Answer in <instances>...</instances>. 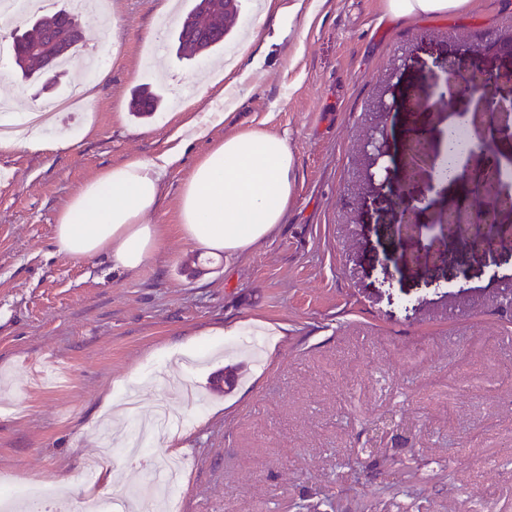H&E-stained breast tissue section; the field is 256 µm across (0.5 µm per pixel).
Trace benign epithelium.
Returning a JSON list of instances; mask_svg holds the SVG:
<instances>
[{
    "label": "benign epithelium",
    "instance_id": "1",
    "mask_svg": "<svg viewBox=\"0 0 512 512\" xmlns=\"http://www.w3.org/2000/svg\"><path fill=\"white\" fill-rule=\"evenodd\" d=\"M512 83V71L488 73L473 70L464 75L455 66H448L445 81L439 85L435 98L451 103L464 96L477 99L485 115V126L494 132L476 140L474 149L493 158L479 166L468 162L457 164L451 174L440 171L438 160L441 152L424 132L409 135L405 145V161L399 169L398 178L385 174L381 185L398 200L397 243L404 248L407 239L419 237L421 224L414 216L423 209L428 194L437 185H462L453 203L440 214L438 225L445 228L448 236L460 240L484 253L499 251L498 241L512 237V223L505 216L512 213V195L502 192L503 168L512 167V154H500L496 146L512 129L501 124L499 117L504 110H512V102L498 94V88ZM506 160H500V157ZM430 165V184L421 188L420 176L425 165ZM415 432L414 422L404 416L385 415L376 419L367 430L364 451L381 457L378 449L389 447V443L404 439Z\"/></svg>",
    "mask_w": 512,
    "mask_h": 512
}]
</instances>
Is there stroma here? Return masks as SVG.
<instances>
[{
  "mask_svg": "<svg viewBox=\"0 0 512 512\" xmlns=\"http://www.w3.org/2000/svg\"><path fill=\"white\" fill-rule=\"evenodd\" d=\"M162 0H108L110 24L79 17L71 60H100L89 102L61 113L48 138L64 150L0 152V474L38 480L60 499L161 493L130 461L138 439L155 467L189 468L182 512H512V247L495 259L451 239L416 246L435 262L397 263V203L378 168L398 166L413 115L404 98L433 96L449 63L512 66L504 0H469L445 17L394 20L383 0H306L301 27L280 38L263 0H239L223 52L178 54L160 29ZM259 66L224 103L226 118L169 170L147 223L160 242L144 266L57 253L65 203L105 168L171 146L190 80ZM160 95L139 117L132 92ZM245 128L287 134L294 192L284 224L234 258L203 256L180 233V194L196 161ZM466 269L465 290L457 272ZM265 337L263 361L224 334ZM408 413L407 474L387 484L364 453L371 423ZM108 458L116 479L86 481Z\"/></svg>",
  "mask_w": 512,
  "mask_h": 512,
  "instance_id": "35a3bbf8",
  "label": "stroma"
}]
</instances>
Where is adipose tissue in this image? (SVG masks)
I'll return each instance as SVG.
<instances>
[{
  "instance_id": "ef3b65f1",
  "label": "adipose tissue",
  "mask_w": 512,
  "mask_h": 512,
  "mask_svg": "<svg viewBox=\"0 0 512 512\" xmlns=\"http://www.w3.org/2000/svg\"><path fill=\"white\" fill-rule=\"evenodd\" d=\"M467 0H384L394 19L445 16ZM228 88L202 86L203 105L171 135L173 146L156 159L132 158L85 183L60 211L54 229L59 253L107 255L113 268L136 270L159 245L156 225L144 223L163 189V175L185 148L223 123ZM294 157L287 138L259 130L226 136L201 158L180 197V229L197 248L236 256L263 242L288 212Z\"/></svg>"
}]
</instances>
